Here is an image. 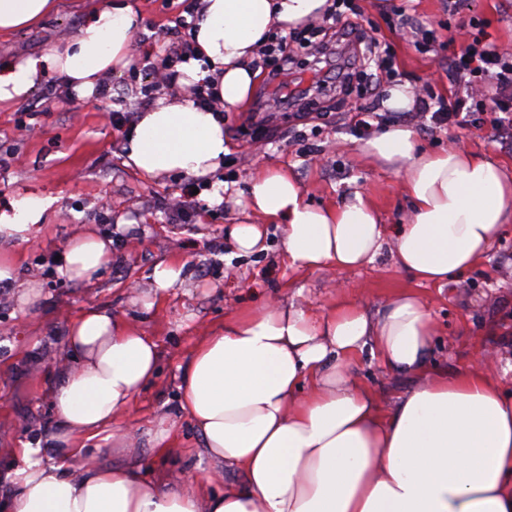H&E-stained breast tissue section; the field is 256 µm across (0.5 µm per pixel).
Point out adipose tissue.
<instances>
[{
  "label": "adipose tissue",
  "instance_id": "adipose-tissue-1",
  "mask_svg": "<svg viewBox=\"0 0 512 512\" xmlns=\"http://www.w3.org/2000/svg\"><path fill=\"white\" fill-rule=\"evenodd\" d=\"M332 0H199L196 54L185 69L205 80L225 111L241 108L258 81L254 61L269 31L323 16ZM56 0H0V33L36 25ZM139 16L125 0H107L86 17L63 49L0 66V103L22 97L54 75L81 96L105 86L131 62ZM224 123L188 101L159 100L137 115L127 134L126 166L153 178L178 172L204 177L227 153ZM362 156L401 176L405 223L382 224L363 194L342 204L305 202L284 168L262 167L249 179L251 218L230 236L256 249L260 221L283 225L290 267L353 269L373 262L384 242L395 264L414 278L444 286L474 268L503 225L512 224V168L457 145L431 151L414 130L396 125L360 147ZM49 203L25 198L0 213V238H26ZM111 259L109 241L85 230L68 243L59 270L94 283ZM436 330L421 297L396 294L379 317L341 297L316 313L266 302L225 319L196 343L183 374L180 408L195 427L199 456L213 474L244 475L213 487L212 476L171 488L144 482L135 468L83 463L84 442L115 427L154 377L155 342L105 310L71 325L52 390L60 426L51 438L59 464L46 466L32 448L18 449L6 474L7 512H512V397L504 378L481 364L445 374L432 368ZM415 378L413 388L380 409L373 389L351 380L360 357Z\"/></svg>",
  "mask_w": 512,
  "mask_h": 512
}]
</instances>
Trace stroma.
<instances>
[{"mask_svg":"<svg viewBox=\"0 0 512 512\" xmlns=\"http://www.w3.org/2000/svg\"><path fill=\"white\" fill-rule=\"evenodd\" d=\"M100 2L58 0L57 10L38 25L1 34L0 64L63 48ZM128 2L141 17L140 60L113 73L109 90L81 97L51 77L25 97L0 103V212L24 198L52 201L38 231L11 247L17 280L0 287V498L8 491L3 478L16 465L18 448L37 447L43 463L58 461L49 446L58 429L50 389L66 356L68 328L89 308L134 322L158 345L154 379L116 421L132 434L127 446L117 447L103 434L86 443L95 463L139 468L151 483L211 475L179 407L182 372L200 336L267 299L285 297L322 313L344 296L376 315L395 292L410 288L425 299L435 321L438 367L453 374L483 354L490 367L503 368L504 356L512 354V224L480 263L441 288L399 269L386 248L355 270L297 271L284 259L283 225H263L260 249L246 254L228 236L245 210L250 172L267 166L290 170L311 204H340L362 192L376 203L383 223H403L408 202L399 177L358 152L357 105L373 111V132L405 124L426 149L453 140L512 166V142L490 139L492 114L478 125L448 128L431 124L418 104L409 112L388 110V82L368 86L359 67L361 49L345 40L323 53L300 50L298 64L277 79L260 77L247 106L225 113L230 152L215 174L200 178L198 193L189 191L191 177L178 173L149 181L125 165L124 139L151 84L146 58L164 55L167 29L195 20L196 0ZM400 2L357 0L354 23L391 47L403 82L416 90L428 87L434 100H448L456 90L439 62L459 51L461 21L480 17L489 40L512 49V0H471L465 9L456 0H413L415 18L435 37L437 49L427 54L414 36L387 23L386 14ZM271 100L280 102L278 113L269 112ZM218 194L223 200L217 204ZM175 198L184 200L188 219L172 220L169 203ZM87 227L112 242V259L94 285L58 271V255ZM161 262L180 267V280L148 310L143 299L154 296L152 271ZM23 281L37 285L36 303L20 304L17 285ZM351 375L369 384L385 408L411 385L366 357L354 363ZM162 415L173 426L172 449L165 455L156 450Z\"/></svg>","mask_w":512,"mask_h":512,"instance_id":"1","label":"stroma"}]
</instances>
